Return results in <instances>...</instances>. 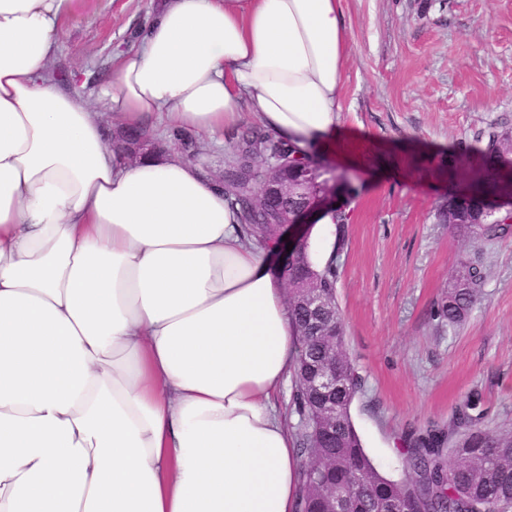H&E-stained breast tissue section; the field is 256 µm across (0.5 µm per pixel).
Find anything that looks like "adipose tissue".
<instances>
[{
  "label": "adipose tissue",
  "mask_w": 512,
  "mask_h": 512,
  "mask_svg": "<svg viewBox=\"0 0 512 512\" xmlns=\"http://www.w3.org/2000/svg\"><path fill=\"white\" fill-rule=\"evenodd\" d=\"M63 4L0 0V512H296L280 276L197 162L129 160L47 75ZM348 55L342 0H162L98 97L303 150Z\"/></svg>",
  "instance_id": "adipose-tissue-1"
}]
</instances>
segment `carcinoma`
Returning <instances> with one entry per match:
<instances>
[{"mask_svg":"<svg viewBox=\"0 0 512 512\" xmlns=\"http://www.w3.org/2000/svg\"><path fill=\"white\" fill-rule=\"evenodd\" d=\"M512 132L489 127L473 147L478 178L464 191L448 196L441 217L454 236L477 243L507 235L512 231V215L489 217L471 193H503L512 186V171L501 173L500 161L507 155L497 144L509 141ZM231 161L224 169V197L238 207L247 239L265 248L278 242V214L300 207L297 196L274 197L268 209L253 210L239 191L249 172L248 160L270 152L288 157V170L299 174L303 168L315 176L331 180L343 178L313 152L294 157L296 147L259 126L237 132ZM303 275L318 280L323 293L335 296L336 263L329 259L314 265L304 250L288 262L281 279L290 285ZM484 278L480 265L459 260L448 281V295L441 315L448 324L463 321ZM288 314L296 332L295 399L299 416L297 449L308 459L301 473L298 512H326L331 492L345 495L341 512H512V427L489 430L482 425L476 398L456 408L448 433L428 429L407 440L405 477L393 480L382 475L361 444L351 419L350 408L361 388V380L345 349L341 317L336 325L311 330L303 304L288 297ZM334 360L344 374L342 388L336 390V421L321 416L319 394L313 387V366Z\"/></svg>","mask_w":512,"mask_h":512,"instance_id":"1","label":"carcinoma"}]
</instances>
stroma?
Masks as SVG:
<instances>
[{
    "label": "stroma",
    "instance_id": "obj_1",
    "mask_svg": "<svg viewBox=\"0 0 512 512\" xmlns=\"http://www.w3.org/2000/svg\"><path fill=\"white\" fill-rule=\"evenodd\" d=\"M157 0H65L51 72L98 86L135 46ZM349 57L339 121L319 159L348 175L335 227L336 303L362 390L351 416L385 476H404L410 434L447 429L479 392L489 429L512 425V234L454 239L438 211L468 186L489 125L512 129V0H344ZM485 272L465 322L440 307L459 258Z\"/></svg>",
    "mask_w": 512,
    "mask_h": 512
}]
</instances>
